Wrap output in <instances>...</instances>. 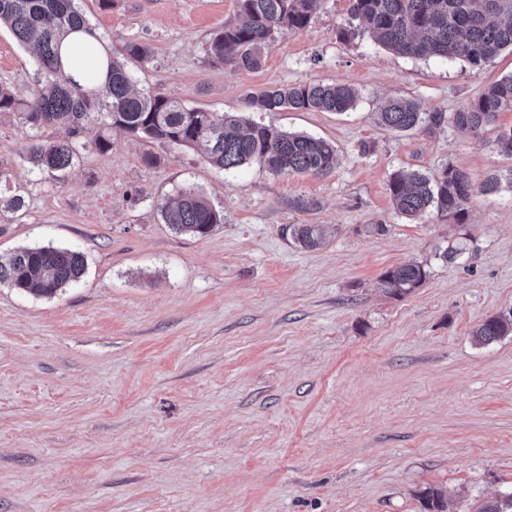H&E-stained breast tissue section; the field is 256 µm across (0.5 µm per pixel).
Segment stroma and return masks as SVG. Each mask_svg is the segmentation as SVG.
I'll return each instance as SVG.
<instances>
[{
	"mask_svg": "<svg viewBox=\"0 0 512 512\" xmlns=\"http://www.w3.org/2000/svg\"><path fill=\"white\" fill-rule=\"evenodd\" d=\"M349 6L322 0L259 69L236 71L208 46L236 22L237 0L82 2L112 46L151 48L150 61L127 62L138 88L189 107L237 113L276 86H355L343 114L250 115L333 142L325 177L256 162L227 173L115 129L107 154L82 153L59 181L31 172L29 129L0 115V194L25 200L0 211V257L50 244L87 263L52 297L0 284V512H424L427 487L446 512H477L512 490V336H471L512 311V156L492 130L376 121L390 97L454 112L512 75V51L475 68L341 41ZM33 75L0 26V82ZM448 164L477 184L499 174L500 192L476 196L462 226L395 213L394 171ZM184 186L224 217L207 236L161 219ZM292 224L323 225L325 244L303 248ZM455 243L462 256L442 260ZM410 261L427 265L424 285L382 294L379 276Z\"/></svg>",
	"mask_w": 512,
	"mask_h": 512,
	"instance_id": "1",
	"label": "stroma"
}]
</instances>
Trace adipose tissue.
Returning a JSON list of instances; mask_svg holds the SVG:
<instances>
[{"label":"adipose tissue","mask_w":512,"mask_h":512,"mask_svg":"<svg viewBox=\"0 0 512 512\" xmlns=\"http://www.w3.org/2000/svg\"><path fill=\"white\" fill-rule=\"evenodd\" d=\"M61 58L67 72L80 85L101 88L107 76L105 43L84 32L69 35L61 47Z\"/></svg>","instance_id":"obj_1"}]
</instances>
